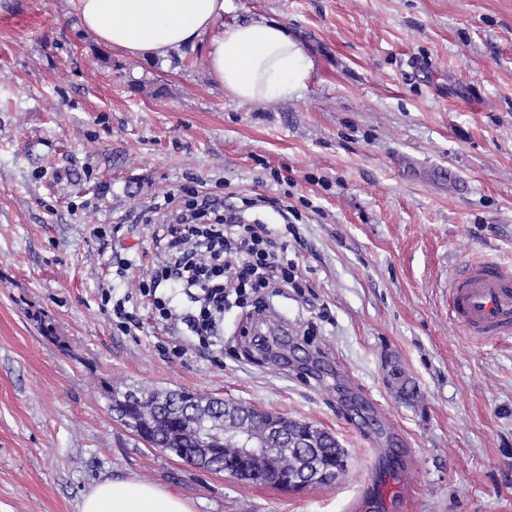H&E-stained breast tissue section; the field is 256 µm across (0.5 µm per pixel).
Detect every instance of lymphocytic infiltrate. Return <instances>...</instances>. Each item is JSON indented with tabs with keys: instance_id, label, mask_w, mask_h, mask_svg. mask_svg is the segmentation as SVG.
Segmentation results:
<instances>
[{
	"instance_id": "1",
	"label": "lymphocytic infiltrate",
	"mask_w": 512,
	"mask_h": 512,
	"mask_svg": "<svg viewBox=\"0 0 512 512\" xmlns=\"http://www.w3.org/2000/svg\"><path fill=\"white\" fill-rule=\"evenodd\" d=\"M164 205L170 210L162 226L168 255L145 290L165 284L197 303L186 317L193 335L215 337L226 309L245 307L263 289L295 283L287 244L272 240L265 225L245 223L239 210L189 189L165 196Z\"/></svg>"
}]
</instances>
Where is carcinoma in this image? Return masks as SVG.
<instances>
[{
  "label": "carcinoma",
  "instance_id": "cac0c4a2",
  "mask_svg": "<svg viewBox=\"0 0 512 512\" xmlns=\"http://www.w3.org/2000/svg\"><path fill=\"white\" fill-rule=\"evenodd\" d=\"M123 424L151 448L167 449L189 462H202L218 473L224 469V400L188 390L133 389L121 405ZM212 439L213 447L202 440ZM279 464L288 470L318 464L342 473L346 450L330 433L302 421L288 423V438L279 444Z\"/></svg>",
  "mask_w": 512,
  "mask_h": 512
}]
</instances>
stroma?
I'll list each match as a JSON object with an SVG mask.
<instances>
[{"instance_id":"35a3bbf8","label":"stroma","mask_w":512,"mask_h":512,"mask_svg":"<svg viewBox=\"0 0 512 512\" xmlns=\"http://www.w3.org/2000/svg\"><path fill=\"white\" fill-rule=\"evenodd\" d=\"M233 4L225 22L304 47L298 96L229 97L203 42L101 63L74 0H0V512H80L129 477L196 512H512V338L473 340L447 303L464 264L512 261V0ZM184 185L315 205L290 230L248 210L293 233L303 287L262 292L271 322L225 311L209 347L185 296L159 289L164 320L141 294L166 257L154 205ZM125 385L313 423L345 473L289 490L201 470L114 418L105 390Z\"/></svg>"}]
</instances>
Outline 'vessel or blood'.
<instances>
[{"label": "vessel or blood", "instance_id": "1", "mask_svg": "<svg viewBox=\"0 0 512 512\" xmlns=\"http://www.w3.org/2000/svg\"><path fill=\"white\" fill-rule=\"evenodd\" d=\"M448 315L480 341L512 336V262L466 264L449 283Z\"/></svg>", "mask_w": 512, "mask_h": 512}]
</instances>
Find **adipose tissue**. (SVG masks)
<instances>
[{
	"label": "adipose tissue",
	"instance_id": "1",
	"mask_svg": "<svg viewBox=\"0 0 512 512\" xmlns=\"http://www.w3.org/2000/svg\"><path fill=\"white\" fill-rule=\"evenodd\" d=\"M230 0H77L79 24L135 59H164L209 37L205 63L227 95L246 103L283 99L301 88L313 63L274 22L223 23ZM81 512H194L183 497L154 484L103 480Z\"/></svg>",
	"mask_w": 512,
	"mask_h": 512
}]
</instances>
